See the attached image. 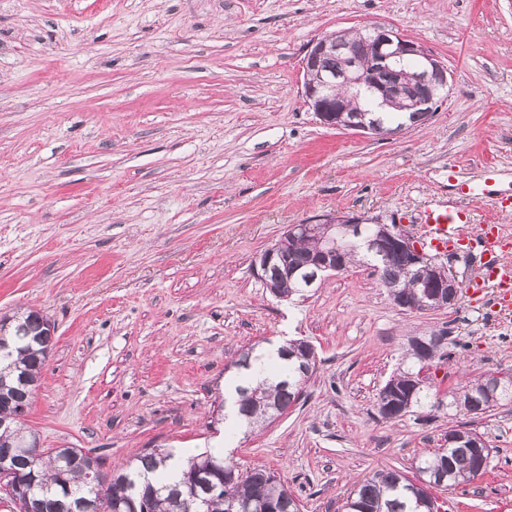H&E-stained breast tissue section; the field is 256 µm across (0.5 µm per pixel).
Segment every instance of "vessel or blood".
Here are the masks:
<instances>
[{
  "label": "vessel or blood",
  "instance_id": "1",
  "mask_svg": "<svg viewBox=\"0 0 512 512\" xmlns=\"http://www.w3.org/2000/svg\"><path fill=\"white\" fill-rule=\"evenodd\" d=\"M448 182L454 189L452 201L426 209L420 217L423 243L436 253L453 254L462 248L480 250L488 260L481 275L468 280L465 295L471 300L492 298L498 313L512 312V262L498 256L504 247L502 225H476L474 235L462 233V226L474 223L472 203L480 188L468 180L459 179L456 169H449Z\"/></svg>",
  "mask_w": 512,
  "mask_h": 512
}]
</instances>
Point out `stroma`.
<instances>
[{
  "mask_svg": "<svg viewBox=\"0 0 512 512\" xmlns=\"http://www.w3.org/2000/svg\"><path fill=\"white\" fill-rule=\"evenodd\" d=\"M373 26L448 67L437 112L384 137L324 126L302 92L314 40ZM452 165L512 178V0H0V317L34 309L56 327L25 425L109 470L157 446L226 449L301 512H343L376 471L414 476L466 423L490 464L434 496L444 512H512V404L377 412L409 339L442 327L439 389L512 370V315L463 296L401 311L365 265L278 298L252 268L319 215L369 211L421 235ZM289 339L318 353L304 401L225 433L242 349Z\"/></svg>",
  "mask_w": 512,
  "mask_h": 512,
  "instance_id": "stroma-1",
  "label": "stroma"
}]
</instances>
